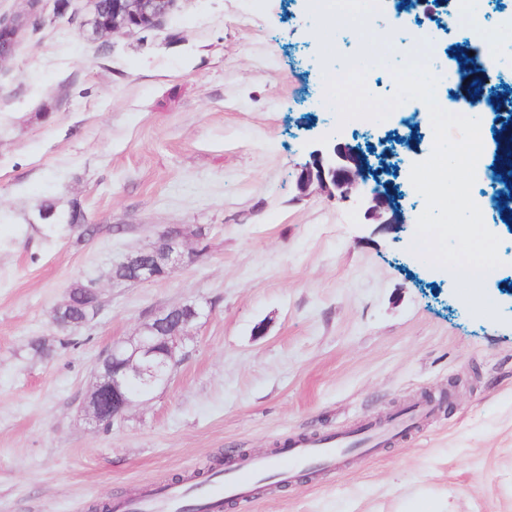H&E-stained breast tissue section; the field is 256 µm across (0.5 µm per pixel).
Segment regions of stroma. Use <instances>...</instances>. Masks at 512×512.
Returning a JSON list of instances; mask_svg holds the SVG:
<instances>
[{"mask_svg": "<svg viewBox=\"0 0 512 512\" xmlns=\"http://www.w3.org/2000/svg\"><path fill=\"white\" fill-rule=\"evenodd\" d=\"M88 0H41L0 68V512H88L239 453L355 434L431 409L388 445L228 512H512V236L472 311L404 228L301 179L316 130L377 155L391 121H340L305 0H178L164 22L90 38ZM79 204L95 237H46L36 204ZM121 225L114 233L113 225ZM180 226L198 261L110 286L90 326L49 322L75 283ZM205 308L168 385L121 422L81 409L112 340L150 312ZM50 340L52 357L30 341Z\"/></svg>", "mask_w": 512, "mask_h": 512, "instance_id": "stroma-1", "label": "stroma"}]
</instances>
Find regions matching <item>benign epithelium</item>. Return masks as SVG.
<instances>
[{"instance_id":"benign-epithelium-1","label":"benign epithelium","mask_w":512,"mask_h":512,"mask_svg":"<svg viewBox=\"0 0 512 512\" xmlns=\"http://www.w3.org/2000/svg\"><path fill=\"white\" fill-rule=\"evenodd\" d=\"M154 7H142L138 0H116L112 3L114 30L151 29L159 26L173 10L175 0H151ZM450 0H416L397 9L405 8L415 16L437 23L448 30L446 18L451 14ZM33 10L22 11L9 18L0 17V67L12 60L19 35L29 26ZM316 177L328 192L338 191L340 199L353 201L364 210L365 217L375 224L400 225L402 208L396 206L386 186L380 185L369 192L353 195V188L368 183L375 166L363 164L349 150L336 147L335 135L321 137V148L312 152ZM183 238L166 237L153 249L127 254L112 266L114 270L129 269L132 275L112 278L116 283L151 281L166 273L168 268L185 260ZM206 317L203 308L184 304L153 315L134 336L112 341L101 353L95 368L87 415L97 426L122 420L126 410L136 401L149 395L158 386L166 385L173 370L184 360L186 329Z\"/></svg>"}]
</instances>
